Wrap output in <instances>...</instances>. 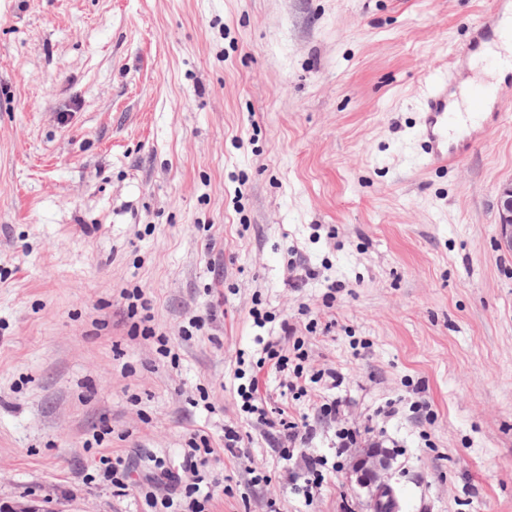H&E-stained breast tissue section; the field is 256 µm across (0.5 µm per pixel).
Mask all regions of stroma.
Listing matches in <instances>:
<instances>
[{
    "label": "stroma",
    "instance_id": "stroma-1",
    "mask_svg": "<svg viewBox=\"0 0 512 512\" xmlns=\"http://www.w3.org/2000/svg\"><path fill=\"white\" fill-rule=\"evenodd\" d=\"M492 0H0V503L146 512L88 489L101 452L175 465L252 436L210 512H369L335 450L366 430L399 512H512V110L425 168L420 101ZM141 288L173 358L130 334ZM216 324L187 337L191 316ZM274 312L259 327L253 306ZM288 320L306 373L270 408L334 464L313 499L235 396ZM208 393L209 407L190 402ZM342 402L326 418L324 400ZM109 427L101 447L85 448ZM267 477L251 482L252 472ZM497 206L501 239L505 247L512 249V180L501 185Z\"/></svg>",
    "mask_w": 512,
    "mask_h": 512
}]
</instances>
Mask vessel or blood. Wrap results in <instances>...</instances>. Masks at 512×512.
<instances>
[{
  "mask_svg": "<svg viewBox=\"0 0 512 512\" xmlns=\"http://www.w3.org/2000/svg\"><path fill=\"white\" fill-rule=\"evenodd\" d=\"M492 34V21H474L469 40L457 46L452 55L454 65H461L478 53ZM452 90V80H435L421 99L418 137L425 146L424 162L432 169L459 166L473 144L482 140L493 122L500 120L501 110L512 107L511 85L474 86L463 112L453 108ZM490 103L497 110L488 115L484 109Z\"/></svg>",
  "mask_w": 512,
  "mask_h": 512,
  "instance_id": "obj_1",
  "label": "vessel or blood"
}]
</instances>
